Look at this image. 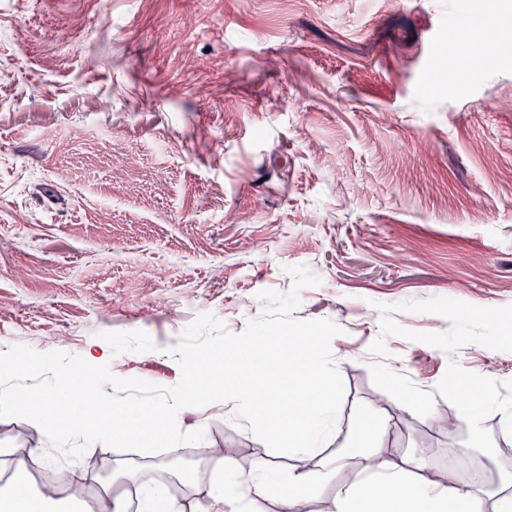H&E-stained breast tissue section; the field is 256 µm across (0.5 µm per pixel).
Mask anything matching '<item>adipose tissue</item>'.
I'll return each instance as SVG.
<instances>
[{"label": "adipose tissue", "mask_w": 512, "mask_h": 512, "mask_svg": "<svg viewBox=\"0 0 512 512\" xmlns=\"http://www.w3.org/2000/svg\"><path fill=\"white\" fill-rule=\"evenodd\" d=\"M360 440L373 465L353 481H330L348 466L343 454L316 469H293L282 482L276 480L270 463L262 460L249 472H232L213 483L205 500L190 511L163 486L141 481L136 469L117 468L108 480L117 491L112 512H259V501L272 493L279 512H310V504L328 484L333 487L336 512H512L511 493L491 494L455 469L442 476L433 474L419 453L403 458L386 455L383 428L377 421L363 427ZM0 512H100V506L33 490L27 465L21 462L10 483L0 488Z\"/></svg>", "instance_id": "1"}]
</instances>
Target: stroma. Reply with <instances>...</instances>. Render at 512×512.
<instances>
[{
    "label": "stroma",
    "instance_id": "1",
    "mask_svg": "<svg viewBox=\"0 0 512 512\" xmlns=\"http://www.w3.org/2000/svg\"><path fill=\"white\" fill-rule=\"evenodd\" d=\"M466 28L448 25L449 10ZM494 0H0V352L80 354L100 332L154 350L111 373L163 387L202 314L233 334L259 291L300 290L298 320L328 319L345 395L318 457L365 464L369 414L394 457L489 489L512 456V39L449 77ZM490 101L487 109L473 108ZM411 391L400 399L390 384ZM495 392L481 436L461 386ZM432 412H425L422 399ZM205 439L159 455L92 444L60 471L97 495L110 464L149 481L192 473L205 495L272 452L230 405ZM0 419V457L44 447Z\"/></svg>",
    "mask_w": 512,
    "mask_h": 512
}]
</instances>
